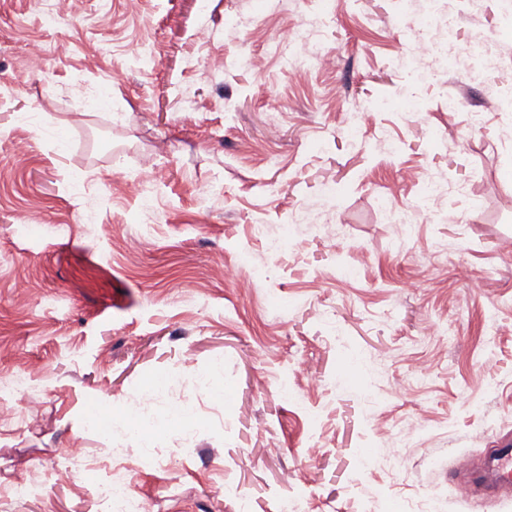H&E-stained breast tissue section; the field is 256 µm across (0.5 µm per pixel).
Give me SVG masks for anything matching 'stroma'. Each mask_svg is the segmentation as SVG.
Masks as SVG:
<instances>
[{
  "label": "stroma",
  "instance_id": "obj_1",
  "mask_svg": "<svg viewBox=\"0 0 512 512\" xmlns=\"http://www.w3.org/2000/svg\"><path fill=\"white\" fill-rule=\"evenodd\" d=\"M511 6L452 0L453 53L480 34L512 64ZM306 19L335 63L298 84L275 35ZM408 24L397 0H0V382L28 379L0 391V488L40 485L0 512H101L85 474L51 478L69 447L97 478L125 466L153 512H279L298 493L307 512H512V493L454 484L512 434V137L495 77L395 68ZM408 171L465 186L440 200L447 222H390L417 196ZM306 208L343 240L268 253L254 225ZM228 257L246 285L225 284ZM312 377L315 458L288 394ZM142 400L163 426L147 440L123 429ZM175 404L190 429L166 425ZM419 417L432 434L391 439Z\"/></svg>",
  "mask_w": 512,
  "mask_h": 512
}]
</instances>
